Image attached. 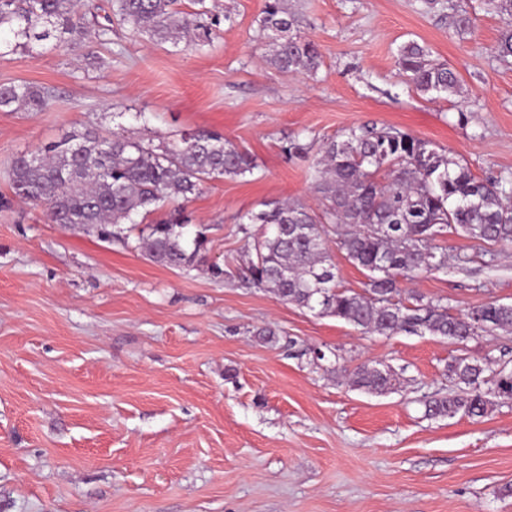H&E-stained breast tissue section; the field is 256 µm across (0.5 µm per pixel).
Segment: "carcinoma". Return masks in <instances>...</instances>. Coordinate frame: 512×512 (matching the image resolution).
<instances>
[{"mask_svg": "<svg viewBox=\"0 0 512 512\" xmlns=\"http://www.w3.org/2000/svg\"><path fill=\"white\" fill-rule=\"evenodd\" d=\"M110 0L109 13L90 0H0V55L80 48L112 31V19L158 43L205 41L220 23L209 0ZM467 0H422L427 12L448 10L457 32L472 27ZM209 23L200 22L201 18ZM302 17L287 0H266L259 31L267 64L285 73H315L318 45L301 31ZM512 57V25L497 47ZM398 64L423 93L451 94L458 78L428 48L412 41L399 49ZM53 91L0 85V110H47ZM321 212L300 201H269L248 215L250 235L245 279L279 300L335 317L363 334L429 333L459 345L474 336L512 330V303L492 301L453 315L442 300L414 294L404 302L401 280L448 266L439 245L463 234L488 245L512 243V192L505 179H481L446 150L392 127H351L318 149ZM251 156L219 133L200 132L154 146L141 139L90 128L69 132L33 153L17 157L10 180L14 196L43 204L56 224H70L103 239L118 237L122 224L139 229L144 255L171 268L206 263L204 229H189L184 203L218 178L244 176ZM347 260L366 271L356 292L340 285L329 234ZM348 383L383 395L396 374L370 364L343 369ZM459 391L426 402L432 417L485 416L512 402V370L485 358L460 354L447 367Z\"/></svg>", "mask_w": 512, "mask_h": 512, "instance_id": "obj_1", "label": "carcinoma"}]
</instances>
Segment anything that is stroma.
Masks as SVG:
<instances>
[{
    "label": "stroma",
    "instance_id": "stroma-1",
    "mask_svg": "<svg viewBox=\"0 0 512 512\" xmlns=\"http://www.w3.org/2000/svg\"><path fill=\"white\" fill-rule=\"evenodd\" d=\"M211 41L156 44L113 25L79 49L0 57V85L53 90L45 112L0 111V512H512V403L485 417L430 418L454 392L459 353L512 367V332L466 347L439 336L363 335L241 283L242 218L262 202L319 209L315 149L361 124L391 126L512 180V59L494 51L503 15L470 0L473 28L421 0H288L320 47L313 74L263 61L264 0H220ZM414 40L458 77L418 91L397 65ZM96 128L177 140L211 131L255 168L209 181L185 205L207 229V261L173 269L136 234L104 241L14 198L20 155ZM313 145L291 157L290 140ZM448 268L402 287L451 314L512 302V246L448 236ZM269 326L279 343L259 339ZM328 357L314 361L312 348ZM391 367L398 390L350 387L342 367Z\"/></svg>",
    "mask_w": 512,
    "mask_h": 512
}]
</instances>
